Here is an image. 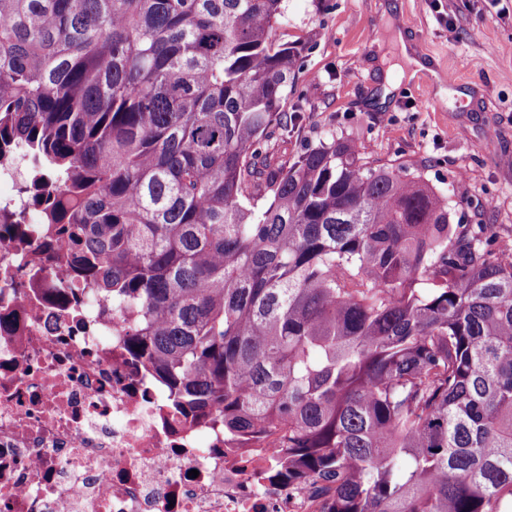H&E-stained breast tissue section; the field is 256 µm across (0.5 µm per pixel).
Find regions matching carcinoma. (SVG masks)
Returning a JSON list of instances; mask_svg holds the SVG:
<instances>
[{"label":"carcinoma","instance_id":"carcinoma-1","mask_svg":"<svg viewBox=\"0 0 512 512\" xmlns=\"http://www.w3.org/2000/svg\"><path fill=\"white\" fill-rule=\"evenodd\" d=\"M283 0H0V154L175 406L321 512H512V253L403 165L288 157Z\"/></svg>","mask_w":512,"mask_h":512}]
</instances>
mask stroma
<instances>
[{
	"label": "stroma",
	"mask_w": 512,
	"mask_h": 512,
	"mask_svg": "<svg viewBox=\"0 0 512 512\" xmlns=\"http://www.w3.org/2000/svg\"><path fill=\"white\" fill-rule=\"evenodd\" d=\"M277 39H305L288 93L292 154L329 133L372 165L422 172L459 224L512 244V0H284ZM403 35L428 65L399 78Z\"/></svg>",
	"instance_id": "stroma-1"
}]
</instances>
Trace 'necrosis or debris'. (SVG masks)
Listing matches in <instances>:
<instances>
[{"mask_svg":"<svg viewBox=\"0 0 512 512\" xmlns=\"http://www.w3.org/2000/svg\"><path fill=\"white\" fill-rule=\"evenodd\" d=\"M25 179L0 160V212L21 218L0 223V512H319L273 448L179 415L103 296L62 302L67 261L32 235Z\"/></svg>","mask_w":512,"mask_h":512,"instance_id":"4bbe7bcc","label":"necrosis or debris"}]
</instances>
